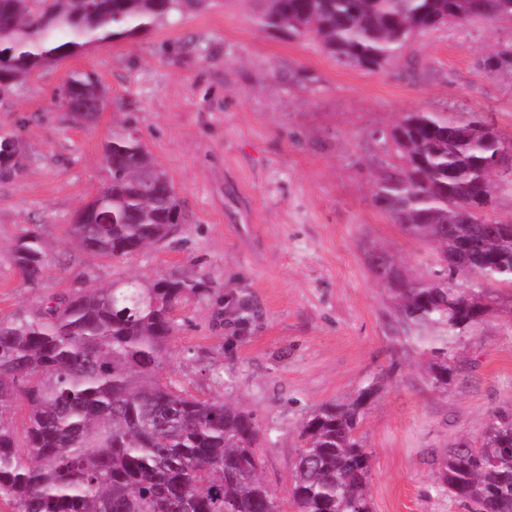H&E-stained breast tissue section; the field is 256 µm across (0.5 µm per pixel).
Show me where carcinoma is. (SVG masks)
<instances>
[{
  "instance_id": "cac0c4a2",
  "label": "carcinoma",
  "mask_w": 512,
  "mask_h": 512,
  "mask_svg": "<svg viewBox=\"0 0 512 512\" xmlns=\"http://www.w3.org/2000/svg\"><path fill=\"white\" fill-rule=\"evenodd\" d=\"M205 0H0V101L35 70L96 43L148 29ZM266 32L317 41L333 58L379 71L412 39L448 24L512 16V0H259ZM490 77L512 78V41L478 61ZM52 105L91 122L104 106L92 72L71 77ZM125 120L104 153L109 182L70 227L78 246L124 257L161 243L176 224L168 174ZM391 160L371 192L411 240L433 251L430 277L391 257L382 277L394 299L392 341L427 358L424 382L446 389L456 374L453 343L491 311L496 285L512 286V224L493 219L512 167H495L512 147L487 117L458 121L405 112L390 129ZM112 216V223L101 217ZM479 239L476 251L470 243ZM32 283L47 250L36 233L14 244ZM209 292L188 276L147 287L89 284L51 299L35 317H0V500L13 512H283L263 482L260 433L252 414L222 398L200 399L162 370L177 330L174 312L189 294ZM224 310L247 330L249 304L229 291ZM381 386L319 406L301 427L289 497L295 512H372L371 454L359 434ZM24 404V441L13 422ZM437 481L467 512H512V407L492 409L474 438L440 456Z\"/></svg>"
}]
</instances>
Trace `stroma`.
Here are the masks:
<instances>
[{"label":"stroma","mask_w":512,"mask_h":512,"mask_svg":"<svg viewBox=\"0 0 512 512\" xmlns=\"http://www.w3.org/2000/svg\"><path fill=\"white\" fill-rule=\"evenodd\" d=\"M259 7L209 0L173 13L36 70L0 102V139L17 148L15 166L0 172V316H35L90 283L192 276L208 291L179 305L163 373L253 415L267 435L261 475L276 496H288L305 419L388 369L360 427L372 512H464L438 489L437 460L512 401V288L497 287L492 312L457 343L459 374L448 388L426 385L422 357L387 339L388 292L366 251L383 248L413 272L428 271L429 251L372 206L371 180L389 158L384 132L406 112H482L512 136V79L475 65L512 39V18L417 36L370 72L316 41L261 31ZM90 71L106 88L96 121L49 110L70 76ZM126 118L172 179L178 219L162 243L122 258L92 255L69 227L103 184L104 147ZM30 232L48 247L34 283L12 254ZM228 288L254 313L242 336L220 316Z\"/></svg>","instance_id":"35a3bbf8"}]
</instances>
